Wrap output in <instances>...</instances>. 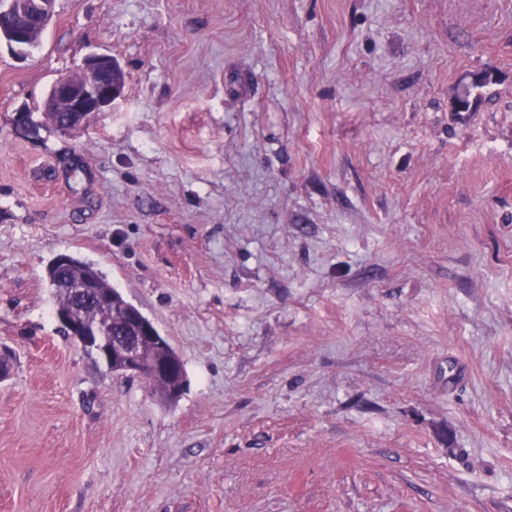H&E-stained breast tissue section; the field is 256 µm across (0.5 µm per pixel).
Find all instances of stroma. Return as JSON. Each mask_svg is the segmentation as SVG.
Wrapping results in <instances>:
<instances>
[{
  "mask_svg": "<svg viewBox=\"0 0 512 512\" xmlns=\"http://www.w3.org/2000/svg\"><path fill=\"white\" fill-rule=\"evenodd\" d=\"M61 254L174 404L63 335ZM1 345L0 512H512V0H55L0 42ZM118 64L111 54L96 53L89 55L77 77H66L55 82L51 90L53 108L57 112H51L50 102L46 100L44 116L56 129L64 124L66 112L70 120L62 131H72L83 127L92 116L102 112L105 107L111 106L122 97L125 86V73L117 68L110 77L112 67ZM59 261L65 262V258L60 257ZM59 261L53 259L46 270V282L53 292L57 307L76 306L71 288H76L86 301L98 298L104 304V298L96 296L94 289L87 286L78 288L84 283H93L95 288L112 296L108 305L83 308L85 316H100L111 320L112 326L100 318L91 320L85 316L79 317L76 309H60L55 313L60 327L86 350L95 352L109 367H117L124 375L144 376L162 383L168 388L169 402L176 401L186 382L184 365L177 353L156 356L146 349L152 343L160 345L164 339L161 334L156 335L159 330L154 323L136 308L130 312L124 332L114 336L124 329L127 301L112 287L107 276L95 263L68 254L65 264ZM148 378L152 392L158 396L157 387Z\"/></svg>",
  "mask_w": 512,
  "mask_h": 512,
  "instance_id": "stroma-1",
  "label": "stroma"
}]
</instances>
